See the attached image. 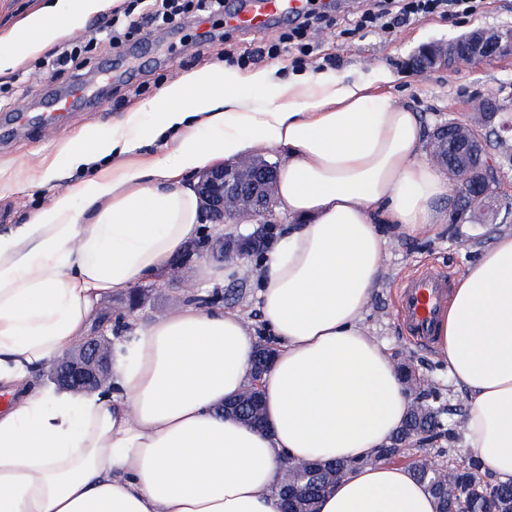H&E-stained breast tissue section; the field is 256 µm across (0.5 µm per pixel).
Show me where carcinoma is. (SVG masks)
<instances>
[{"label":"carcinoma","mask_w":512,"mask_h":512,"mask_svg":"<svg viewBox=\"0 0 512 512\" xmlns=\"http://www.w3.org/2000/svg\"><path fill=\"white\" fill-rule=\"evenodd\" d=\"M414 386V397L406 420L391 445L380 451L377 456L379 460L397 457L395 448L407 437L413 438V442L419 445L441 438L451 443L456 437L455 429L445 426L442 420V415L451 416L453 410L437 404V391L423 389L418 382ZM352 467L348 460L329 459L324 471L316 477V482L321 486L332 480L338 482ZM484 470L485 465L479 457L470 456L464 464L447 471L452 488L445 492L438 477L431 475L426 465L420 463L412 466L414 476L425 483L435 497L437 512H512V479L489 482L482 478Z\"/></svg>","instance_id":"1"}]
</instances>
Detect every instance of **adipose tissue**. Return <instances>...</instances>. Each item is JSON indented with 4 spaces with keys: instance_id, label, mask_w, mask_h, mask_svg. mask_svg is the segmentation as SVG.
Wrapping results in <instances>:
<instances>
[{
    "instance_id": "obj_1",
    "label": "adipose tissue",
    "mask_w": 512,
    "mask_h": 512,
    "mask_svg": "<svg viewBox=\"0 0 512 512\" xmlns=\"http://www.w3.org/2000/svg\"><path fill=\"white\" fill-rule=\"evenodd\" d=\"M98 0H56L0 64L49 47ZM272 71L214 66L169 84L147 113L66 145L72 164L107 160L81 197L65 191L0 230V512H279L285 459L349 458L355 470L317 512H436L410 467L377 461L409 399L364 315L383 275L382 226L417 236L442 223L450 186L423 154L416 112L384 92L389 75L295 74L264 104ZM169 133L171 150L126 154ZM255 147L283 154L275 200L287 216L260 266L258 309L278 355L263 378L261 431L225 417L250 376L253 329L237 309L196 302L143 325L123 320L112 389L25 388L83 339L99 301L130 291L203 232L196 171ZM453 385L470 397L465 441L512 478V232L456 282L436 326Z\"/></svg>"
}]
</instances>
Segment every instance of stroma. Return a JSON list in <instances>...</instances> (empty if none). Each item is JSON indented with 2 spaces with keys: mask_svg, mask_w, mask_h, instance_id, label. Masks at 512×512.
I'll use <instances>...</instances> for the list:
<instances>
[{
  "mask_svg": "<svg viewBox=\"0 0 512 512\" xmlns=\"http://www.w3.org/2000/svg\"><path fill=\"white\" fill-rule=\"evenodd\" d=\"M355 7L353 0H337V24L322 33L320 62L295 64L292 57L260 59V66H273L278 82L306 70L367 74L384 67L392 76L390 92L402 103L417 110L425 130L444 121L449 114H465L477 95L498 91L512 104V57H502L479 65L463 64L448 71L417 74L408 63L423 45L445 41L474 27L512 30V0H486L474 17L451 23L430 15L411 21L390 35L347 34ZM121 0H102L99 10L79 23L59 31L46 50L19 58L0 72V118L18 107L45 112L53 97L73 86L98 82L96 98L81 107L56 114L51 136H43L38 125L30 124L13 132L0 133V210L8 223H25L30 215L62 191H78L96 176L93 168L72 167L61 152L64 144L77 141L91 127L101 129L154 100L173 81L208 65H235L238 56L256 52L276 36L275 31L229 29L221 18L199 22L183 16L170 24L127 30L119 38L106 36L104 28L122 11ZM82 41L88 49L81 69L54 67L53 62L66 45ZM55 176L44 185L33 182L46 166ZM512 230V196L500 199L499 216L493 224L444 223L420 236L391 237L380 288L368 306L365 323L394 360H410L426 387L437 389L444 406L467 403L466 392L449 385L448 370L432 343L412 338L397 314V294L402 284L422 271L434 270L455 281L467 265L488 246L495 234ZM244 275L222 285H212L210 272L222 270L223 262L205 257L183 265L178 275L163 271L142 282L146 303L136 311L141 324L174 311L196 298L210 305L238 308L252 322L256 337L264 328L257 308L259 257H252Z\"/></svg>",
  "mask_w": 512,
  "mask_h": 512,
  "instance_id": "stroma-1",
  "label": "stroma"
}]
</instances>
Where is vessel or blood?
Wrapping results in <instances>:
<instances>
[{
  "label": "vessel or blood",
  "instance_id": "1",
  "mask_svg": "<svg viewBox=\"0 0 512 512\" xmlns=\"http://www.w3.org/2000/svg\"><path fill=\"white\" fill-rule=\"evenodd\" d=\"M308 0H227L224 24L238 30H266L284 20L300 16ZM448 288L447 282L432 274L411 278L401 287L399 314L412 337L427 340Z\"/></svg>",
  "mask_w": 512,
  "mask_h": 512
}]
</instances>
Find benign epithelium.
I'll return each mask as SVG.
<instances>
[{
    "label": "benign epithelium",
    "instance_id": "7a95c632",
    "mask_svg": "<svg viewBox=\"0 0 512 512\" xmlns=\"http://www.w3.org/2000/svg\"><path fill=\"white\" fill-rule=\"evenodd\" d=\"M512 56V32L476 28L448 42L421 47L413 56L416 73L454 68L462 63L492 61ZM512 142V115L505 113L498 94L489 91L477 101L467 120L449 118L430 134L427 154L453 180L455 223L476 212L493 214L503 191L501 166L493 144ZM278 170L275 164L257 157L212 166L199 174L194 189L199 197L203 221L207 224L237 223L246 217L255 230L235 242L214 235L203 240L196 251L221 260H244L266 245L267 216L273 206ZM276 356L267 344L256 347L249 389L224 402L222 412L241 418L248 425L260 415H246L249 405L260 402L263 376ZM51 382L60 390L89 393L112 385V342L105 330L89 337L58 357L48 370Z\"/></svg>",
    "mask_w": 512,
    "mask_h": 512
}]
</instances>
